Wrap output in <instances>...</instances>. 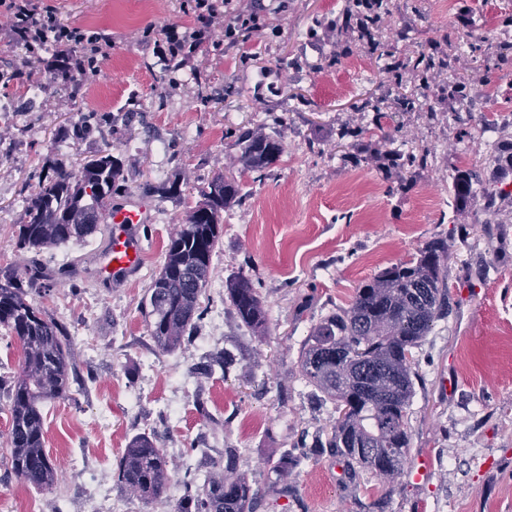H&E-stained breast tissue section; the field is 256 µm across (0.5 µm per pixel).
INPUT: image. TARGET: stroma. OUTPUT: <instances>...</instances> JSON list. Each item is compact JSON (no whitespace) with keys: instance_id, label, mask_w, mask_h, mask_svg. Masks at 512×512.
<instances>
[{"instance_id":"35a3bbf8","label":"stroma","mask_w":512,"mask_h":512,"mask_svg":"<svg viewBox=\"0 0 512 512\" xmlns=\"http://www.w3.org/2000/svg\"><path fill=\"white\" fill-rule=\"evenodd\" d=\"M61 21L100 31L108 41L96 71L82 75L80 92L17 82L27 59L11 41L0 16V99L12 102L11 119L0 123V265L17 257L16 230L24 221V198L42 171L58 162L76 165L111 148L128 176L129 199L146 204L151 222L143 233L146 262L135 277L106 288L95 274L103 243L98 233L82 244L43 249L41 262L67 266L76 280H62L42 304L49 318L67 328L77 369L84 380L70 398L43 404L45 448L58 465L53 487L26 484L8 471L0 446V512H173L172 504H148L112 490H94L103 472L137 434L158 436L175 476L184 458L240 453L241 474L258 486L257 512H512V224H489L476 207L456 203L448 192L455 169L479 161L483 143L497 127L470 128L450 121L448 78L430 77L428 92L413 80L396 82L392 65L418 46L444 41L448 32L498 43V19L512 0H390L377 39L381 50L361 43L355 31L337 39L330 21L345 0H288L272 30L258 34V54L205 47L169 74L156 43L167 29L192 23L183 0H50ZM321 28H314V21ZM411 26L409 40L396 32ZM344 52L340 65L326 56ZM302 56V70L283 67ZM385 96L383 124L391 142L371 145L353 158L342 124L371 126L374 115L359 111L368 96ZM414 103L397 104L398 96ZM130 122L73 145L56 132L80 112H126ZM441 111L428 122L427 108ZM282 122L284 153L264 177L240 162L237 135L267 132ZM178 151L180 164L169 163ZM428 151V164L393 166L389 151ZM235 177L239 203L226 210L213 257L211 285L202 297L209 313L224 315L221 346L243 353L230 375H191L211 344L199 322L190 346L156 350L142 310L165 260L173 218L184 217L187 200L213 173ZM171 178L184 195L146 196L140 184ZM448 244L451 312L435 322L416 351L418 378L409 407V457L429 451L437 462L432 479L416 485L400 478L386 494L362 474L350 484L339 459L305 460L288 476L293 496L272 491L271 466L285 448L329 430L332 403L318 405L298 358L320 317L347 306L356 288L383 268L409 259L434 238ZM258 282L269 319L267 335L242 325L219 286L238 273ZM455 382L451 395L441 383ZM183 385L173 400L174 385ZM204 396L224 430L208 433L196 409Z\"/></svg>"}]
</instances>
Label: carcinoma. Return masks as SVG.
Returning <instances> with one entry per match:
<instances>
[{
    "mask_svg": "<svg viewBox=\"0 0 512 512\" xmlns=\"http://www.w3.org/2000/svg\"><path fill=\"white\" fill-rule=\"evenodd\" d=\"M372 5L384 16L388 0H345V21L356 20L364 6ZM472 56L497 54V69H512V42L496 47L483 41L469 42ZM451 67V55L420 46L401 63L428 89L426 76ZM490 82L480 73L471 80L448 84V116L468 114V121L486 123L480 112L477 85ZM119 116L110 112H86L71 121L72 139L80 141ZM241 161L249 170L264 175L283 154L281 133L255 134L244 129L238 136ZM396 166L421 167L428 153L389 155ZM512 140L496 142L495 149L479 164L456 169L449 192L459 203L480 195L482 211L498 216L504 197L512 199ZM144 193L179 196V183L169 179L143 185ZM127 192L121 160L108 150L84 158L78 167L59 164L47 171L27 201L25 222L18 225L17 250L28 254L25 262L0 267V326L21 344L20 373L0 379L6 396L10 429L8 464L19 480L37 487L51 486L56 464L44 448V417L39 404L66 398L78 372L71 346L61 325L47 318L36 298L51 291L54 276L39 261L47 247L81 242L100 230L112 200ZM202 200L188 212L186 223L169 238L166 261L150 288L145 305L149 335L160 351H174L190 342L205 313L201 297L209 281L212 259L220 237L224 211L239 201L236 179L218 173L201 190ZM448 244L436 239L426 243L406 261L386 267L356 289L351 303L322 317L313 325L300 359L303 376L315 388L313 399L336 405L330 431L317 435L304 457L326 454L345 462L350 478L370 473L385 487L401 474L410 446L408 409L414 395L417 372L414 349L434 323L448 316ZM230 306L240 321L258 333L268 330V316L260 289L241 273L225 283ZM236 355L220 348L207 352L192 372L208 376L226 374ZM238 450L224 449V456L208 458L203 483L197 472L186 471L174 481L167 457L150 434H138L122 451L114 473L116 486L150 504L170 499L177 487L174 512H256L261 490L238 473Z\"/></svg>",
    "mask_w": 512,
    "mask_h": 512,
    "instance_id": "cac0c4a2",
    "label": "carcinoma"
}]
</instances>
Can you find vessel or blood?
I'll return each mask as SVG.
<instances>
[{
  "instance_id": "obj_1",
  "label": "vessel or blood",
  "mask_w": 512,
  "mask_h": 512,
  "mask_svg": "<svg viewBox=\"0 0 512 512\" xmlns=\"http://www.w3.org/2000/svg\"><path fill=\"white\" fill-rule=\"evenodd\" d=\"M106 220L110 235L96 258V272L102 282L112 285L126 281L142 269L145 247L141 230L149 218L145 207L127 203L112 207ZM432 471V458L423 456L407 464L405 476L410 482L423 484L430 480Z\"/></svg>"
}]
</instances>
